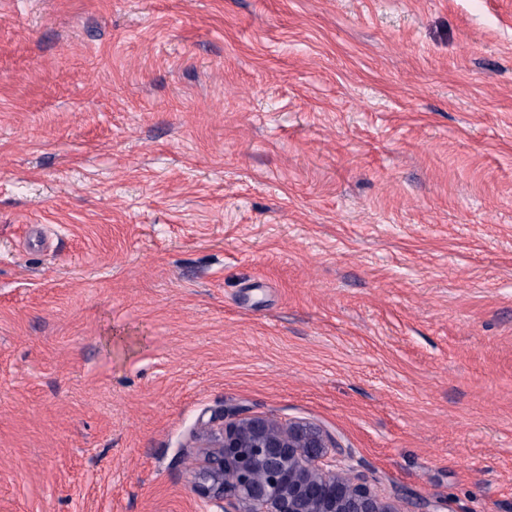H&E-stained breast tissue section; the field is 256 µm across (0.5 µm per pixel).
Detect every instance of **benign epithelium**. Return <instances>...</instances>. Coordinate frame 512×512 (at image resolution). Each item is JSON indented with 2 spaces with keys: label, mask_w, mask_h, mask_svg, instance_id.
Wrapping results in <instances>:
<instances>
[{
  "label": "benign epithelium",
  "mask_w": 512,
  "mask_h": 512,
  "mask_svg": "<svg viewBox=\"0 0 512 512\" xmlns=\"http://www.w3.org/2000/svg\"><path fill=\"white\" fill-rule=\"evenodd\" d=\"M190 488L222 512H396L365 482L346 476L351 457L321 426L283 425L220 410L199 418Z\"/></svg>",
  "instance_id": "benign-epithelium-1"
}]
</instances>
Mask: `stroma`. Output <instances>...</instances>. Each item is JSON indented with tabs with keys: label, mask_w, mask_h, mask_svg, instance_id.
I'll list each match as a JSON object with an SVG mask.
<instances>
[{
	"label": "stroma",
	"mask_w": 512,
	"mask_h": 512,
	"mask_svg": "<svg viewBox=\"0 0 512 512\" xmlns=\"http://www.w3.org/2000/svg\"><path fill=\"white\" fill-rule=\"evenodd\" d=\"M223 408L512 512V0H0V512H205Z\"/></svg>",
	"instance_id": "1"
}]
</instances>
